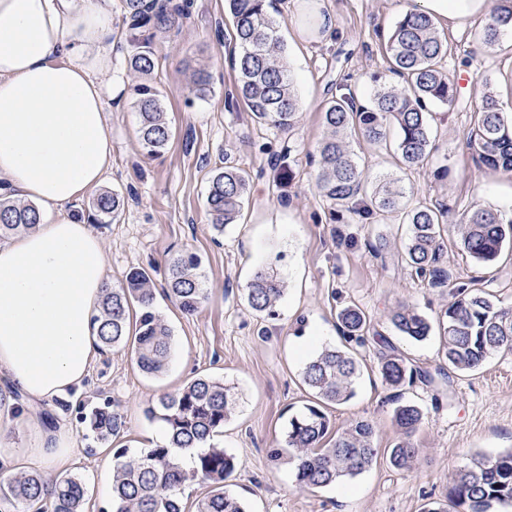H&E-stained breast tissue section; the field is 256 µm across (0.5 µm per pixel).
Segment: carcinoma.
I'll return each instance as SVG.
<instances>
[{
    "mask_svg": "<svg viewBox=\"0 0 512 512\" xmlns=\"http://www.w3.org/2000/svg\"><path fill=\"white\" fill-rule=\"evenodd\" d=\"M123 30L131 53L127 67L134 80L128 85L137 109L139 141L144 155L164 153L171 138L167 112L152 79L157 59L156 38L180 28L187 19L188 4H166L160 0H121ZM271 0H228L233 19V39L238 54L232 59L237 73L236 97L250 112L253 122L288 129L295 123L298 100L290 71L284 63V47L277 36L276 22L268 12ZM512 32V0H499L496 12L479 31L477 40L497 43ZM390 67L403 77L407 90L396 92L386 86L374 92L373 103L364 106L344 93L331 98L323 110L329 136L323 141L317 187L333 204L354 203L353 212L363 219L397 214L411 226L405 246V263L415 276L433 289L448 290L453 302L440 313L438 327L445 343L448 368L413 369L398 353L384 356L380 363L383 381L392 388L419 378L438 387L455 376L479 369L488 359L512 352V309L500 306L490 295L471 289L444 266V244L440 233L443 213L418 202L405 201L402 188L386 181L366 194L362 172L348 153L339 132L356 126L374 143L386 144L389 128L397 129L394 153L408 169L425 161L430 153L428 105L451 106L456 91L441 66L448 46L434 20L425 13L404 16L389 38ZM194 96L207 97L210 75L199 69L194 77ZM467 146L479 166L512 171V123L502 115L497 97L485 92L475 111ZM249 191V178L230 166L215 168L210 176L206 207L214 229L236 222ZM124 201L116 192L100 194L83 211L95 224H110L121 213ZM40 223L36 206L11 199L0 200V239L29 232ZM463 250L474 261L488 264L500 254L504 244L512 246V220L505 223L487 209H477L465 223L457 225ZM193 253L179 254L168 264L167 293L186 314L199 311L205 301ZM285 291L283 282L270 268L258 269L247 286L250 307L269 316ZM155 288L149 273L131 268L118 288L106 287L93 321L98 323L101 348L131 346L138 369L149 376L166 372L171 356V330L154 309ZM338 329L345 342L365 343V313L350 305L337 315ZM393 326L416 340L426 339L432 330L418 310L400 307L391 315ZM361 371L356 355L336 347H325L305 364L302 381L315 402L291 417L286 442L299 487L325 488L344 478H353L369 469L378 457L374 447L375 429L368 420L355 421L333 430L327 407L341 404L354 395ZM236 407L232 387L224 380L197 376L174 393L162 396L158 406L147 410L152 419L162 421L168 440L153 448L113 452L112 512H183L179 491L188 482L205 481L211 490L199 500L197 512H246L242 501L224 491V481L236 467L235 457L213 442ZM97 441L108 443L118 435L124 422L109 407H96L86 416ZM423 413L415 405H399L394 422L400 438L388 449L392 467L409 471L419 460V449L411 440ZM194 448L192 466L183 463L180 451ZM47 479L39 473L19 474L0 486V512H84L86 483L75 476L53 480L50 496H45ZM451 504L463 512H498L512 504V451L493 460L478 462L459 470L450 490Z\"/></svg>",
    "mask_w": 512,
    "mask_h": 512,
    "instance_id": "obj_1",
    "label": "carcinoma"
}]
</instances>
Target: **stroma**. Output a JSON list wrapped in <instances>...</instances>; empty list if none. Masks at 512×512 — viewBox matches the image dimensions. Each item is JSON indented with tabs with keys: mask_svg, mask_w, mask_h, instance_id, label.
Returning <instances> with one entry per match:
<instances>
[{
	"mask_svg": "<svg viewBox=\"0 0 512 512\" xmlns=\"http://www.w3.org/2000/svg\"><path fill=\"white\" fill-rule=\"evenodd\" d=\"M410 0H324L331 32L306 39L297 25V0H273L271 16L284 44L299 100L293 127L255 125L245 105L234 100L236 73L232 17L225 0H191L180 29L156 43V81L173 136L164 153L145 157L138 114L129 97L106 112L112 137V166L103 190L125 201L120 220L96 225L103 240L113 285L130 268L147 269L155 286V308L172 334V357L159 377L143 374L129 348L101 351L83 385L40 403L36 416L63 420L74 442L64 474L85 479V512L112 508V453L143 448L164 435V424L146 411L161 396L196 375L223 378L234 387L237 406L215 436L233 454L236 468L227 492L247 512H424L445 501L455 473L474 459L512 451V352L455 378L452 388L421 381L387 386L378 365L396 350L412 366L436 369L443 363L439 331L417 342L390 321L399 306L416 307L429 321L452 301L429 291L401 258L408 227L399 217L359 219L319 193L320 144L327 134L322 110L336 91L369 104L376 83L401 91L406 84L389 70L388 38ZM479 15L462 24L439 22L448 44L444 72L457 88L452 106H430L431 152L419 169L405 173L393 153L350 127L342 137L363 173L366 186L386 176L402 179L412 202L442 209L441 235L448 268L463 281H476L496 302L512 307V254L491 266L474 262L461 249L455 224L475 209L512 212V172L477 166L467 133L483 91L504 96L512 90V38L479 44L487 22ZM206 69L210 91L194 97V72ZM227 162L250 176V191L236 223L215 231L205 208L212 168ZM196 254L206 301L195 314L181 312L166 293L168 261ZM276 269L285 292L275 316L253 311L245 298L255 269ZM359 306L370 318L359 347L362 376L354 396L328 407L334 428L371 421L380 453L363 473L321 490L296 487L285 435L291 416L313 397L302 382L305 363L325 347L342 346L337 314ZM110 403L125 421L111 443L95 441L84 422L90 408ZM411 404L423 412L413 436L420 460L410 471L394 469L386 451L398 436L393 413ZM279 449L271 460L270 449Z\"/></svg>",
	"mask_w": 512,
	"mask_h": 512,
	"instance_id": "35a3bbf8",
	"label": "stroma"
}]
</instances>
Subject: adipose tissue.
<instances>
[{
  "mask_svg": "<svg viewBox=\"0 0 512 512\" xmlns=\"http://www.w3.org/2000/svg\"><path fill=\"white\" fill-rule=\"evenodd\" d=\"M464 22L486 0H415ZM112 0H0V198L32 202L41 222L0 242V380L27 406L81 386L101 344L92 327L109 271L100 236L74 217L112 161L106 107L112 78ZM26 464L57 475L72 436L36 420Z\"/></svg>",
  "mask_w": 512,
  "mask_h": 512,
  "instance_id": "1",
  "label": "adipose tissue"
}]
</instances>
